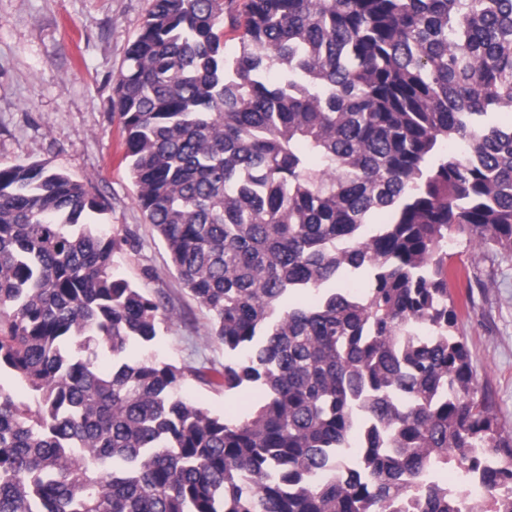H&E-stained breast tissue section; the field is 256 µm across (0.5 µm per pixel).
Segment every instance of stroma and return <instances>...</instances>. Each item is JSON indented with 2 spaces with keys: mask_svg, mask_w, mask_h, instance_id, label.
I'll return each instance as SVG.
<instances>
[{
  "mask_svg": "<svg viewBox=\"0 0 512 512\" xmlns=\"http://www.w3.org/2000/svg\"><path fill=\"white\" fill-rule=\"evenodd\" d=\"M149 6L150 0H0V163L47 162L108 199L107 229L132 242L114 255L115 270L176 312L152 342L134 346V356L220 367L223 345L204 338L207 311L177 278L135 202L112 110L126 50ZM445 253L475 285L459 332L479 386L491 394L500 426L512 433V257L473 255L463 239L452 240ZM183 392L228 418L251 411L262 395L254 383L224 390L191 377Z\"/></svg>",
  "mask_w": 512,
  "mask_h": 512,
  "instance_id": "obj_1",
  "label": "stroma"
}]
</instances>
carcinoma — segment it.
<instances>
[{
	"label": "carcinoma",
	"instance_id": "cac0c4a2",
	"mask_svg": "<svg viewBox=\"0 0 512 512\" xmlns=\"http://www.w3.org/2000/svg\"><path fill=\"white\" fill-rule=\"evenodd\" d=\"M114 94L136 204L231 357L100 369L169 316L114 270L105 197L1 164L0 372L28 399L0 386V512H470L450 454L512 512L442 251L512 254V0H151ZM188 374L263 396L228 419Z\"/></svg>",
	"mask_w": 512,
	"mask_h": 512
}]
</instances>
